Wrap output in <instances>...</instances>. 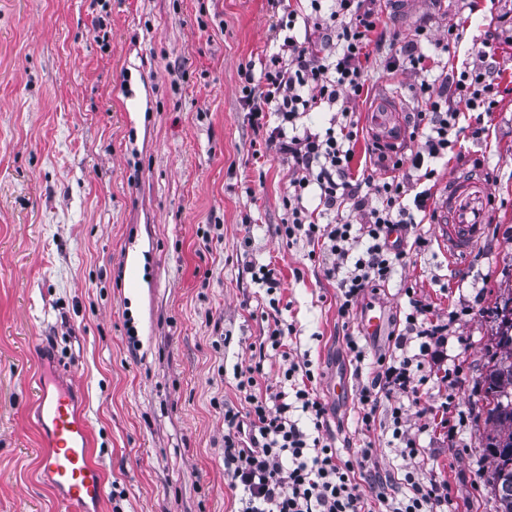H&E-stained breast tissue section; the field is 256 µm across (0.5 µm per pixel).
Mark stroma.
Returning <instances> with one entry per match:
<instances>
[{
  "instance_id": "stroma-1",
  "label": "stroma",
  "mask_w": 512,
  "mask_h": 512,
  "mask_svg": "<svg viewBox=\"0 0 512 512\" xmlns=\"http://www.w3.org/2000/svg\"><path fill=\"white\" fill-rule=\"evenodd\" d=\"M386 39L426 26L456 48L429 81L495 62L502 92L473 137L437 166L486 175L495 209L482 241L456 267L431 216L416 213L406 257L351 316L327 278L332 258L278 227L289 190L286 157L267 146L242 99L241 72L260 71L277 45L282 6L270 0H0V512H62L39 473L43 440L33 380L52 372L73 387L106 493L95 512H236L224 469V408H243L234 371L251 364L273 321L291 327L289 349L319 378L322 434L343 458L362 460V495L399 461L390 399L362 423L359 381L346 339L368 361L392 357L389 336H364L366 307L387 319L410 300L448 325L423 359L430 411L409 406L423 481L444 486L457 512H496L483 448L484 375L499 349L512 299V0H375ZM489 40V56L472 49ZM367 96L352 171H385L365 119L394 94L403 129L417 113L411 71H388L369 46ZM140 264L130 281L126 262ZM281 281L270 309L251 267ZM370 456H363V449Z\"/></svg>"
}]
</instances>
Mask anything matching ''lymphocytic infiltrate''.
Segmentation results:
<instances>
[{
  "label": "lymphocytic infiltrate",
  "mask_w": 512,
  "mask_h": 512,
  "mask_svg": "<svg viewBox=\"0 0 512 512\" xmlns=\"http://www.w3.org/2000/svg\"><path fill=\"white\" fill-rule=\"evenodd\" d=\"M373 0H309L308 11L288 10L286 33L277 52L265 60L260 73L245 69L242 93L252 125L264 130L268 145L278 148L290 164L289 191L283 198L288 218L282 237L305 238L320 244L333 257L325 273L337 279L339 312L349 315L354 300L365 290L386 282L403 247L388 237L394 228L414 223L415 212L426 211L429 190L410 192L394 175L360 179L351 173L358 122L348 105L365 86V49L382 24ZM313 27L316 39L300 40L297 24ZM426 28L413 39L393 46L385 58L387 69L427 72L435 59L422 50ZM496 68L462 71L448 89L436 93L429 83L415 90L422 135L416 150L398 153L392 167L410 165L432 180L437 161L447 157L455 143L450 138L461 114L493 111L499 92ZM338 110L325 132L304 126L310 112ZM275 124H268L267 114ZM316 190L319 204L308 208L304 198ZM333 221L322 224L324 216ZM446 326L430 319L421 303L405 316L396 334L397 357L377 359V371L361 384L358 403L361 420L370 423L381 397L405 395L420 400L421 359L442 342ZM282 328L262 337L258 359L237 370L236 387L246 407L225 408L224 466L232 488L241 492L239 512H453L447 491L420 479L412 461L418 455L416 440L407 428L403 403L391 408L392 438L398 441L400 490H382L374 501L358 491L356 466L343 458L330 442L317 435L326 413L312 383L314 372L307 360H292L285 351ZM287 363L279 386L263 385L268 354Z\"/></svg>",
  "instance_id": "1"
}]
</instances>
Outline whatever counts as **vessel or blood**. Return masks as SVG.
<instances>
[{
  "mask_svg": "<svg viewBox=\"0 0 512 512\" xmlns=\"http://www.w3.org/2000/svg\"><path fill=\"white\" fill-rule=\"evenodd\" d=\"M379 135L393 136L402 123L395 101L378 99L371 112ZM440 241L449 263H456L479 243L489 219V189L482 177H453L438 199ZM37 426L46 440L40 471L49 480L64 512H87L105 495V482L92 460L91 435L65 387L39 384L33 404Z\"/></svg>",
  "mask_w": 512,
  "mask_h": 512,
  "instance_id": "1",
  "label": "vessel or blood"
}]
</instances>
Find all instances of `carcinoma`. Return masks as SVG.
Here are the masks:
<instances>
[{"mask_svg": "<svg viewBox=\"0 0 512 512\" xmlns=\"http://www.w3.org/2000/svg\"><path fill=\"white\" fill-rule=\"evenodd\" d=\"M496 338L498 347L512 352V312L502 318ZM485 384L489 432L484 448L492 465L491 492L497 512H512V440L499 433L503 423L512 422V362L504 357L493 361L486 370Z\"/></svg>", "mask_w": 512, "mask_h": 512, "instance_id": "1", "label": "carcinoma"}]
</instances>
